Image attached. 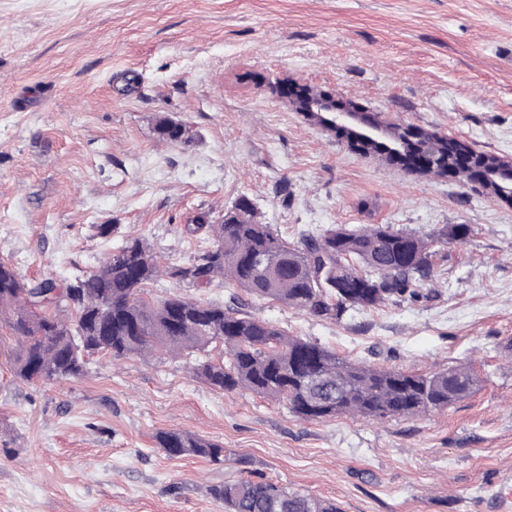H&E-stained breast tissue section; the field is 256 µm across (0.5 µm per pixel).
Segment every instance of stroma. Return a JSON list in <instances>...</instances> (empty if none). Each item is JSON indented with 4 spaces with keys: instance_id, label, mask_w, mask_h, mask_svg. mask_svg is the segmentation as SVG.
I'll use <instances>...</instances> for the list:
<instances>
[{
    "instance_id": "obj_1",
    "label": "stroma",
    "mask_w": 512,
    "mask_h": 512,
    "mask_svg": "<svg viewBox=\"0 0 512 512\" xmlns=\"http://www.w3.org/2000/svg\"><path fill=\"white\" fill-rule=\"evenodd\" d=\"M288 86L512 160V0H0V260L62 282L138 237L181 264L207 245L186 225L243 198L291 241L467 224L434 260L430 299L337 322L248 309L343 357L470 365L474 393L426 416L304 421L163 352L29 384L0 327V512H224L206 488L244 468L343 512H512V203L352 148ZM162 117L185 140L160 137ZM164 430L223 443L231 462L167 457Z\"/></svg>"
}]
</instances>
